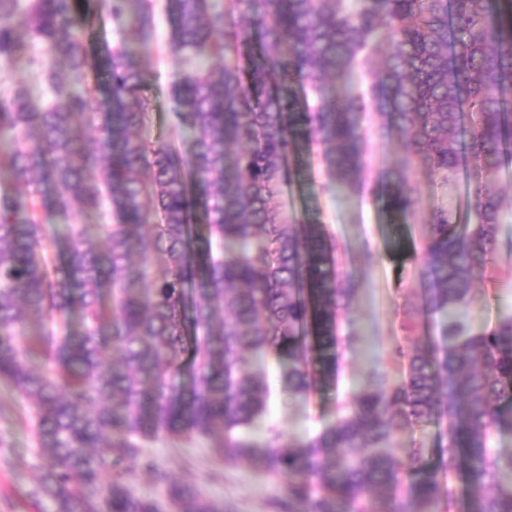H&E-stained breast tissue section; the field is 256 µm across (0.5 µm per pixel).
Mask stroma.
<instances>
[{
    "instance_id": "1",
    "label": "stroma",
    "mask_w": 512,
    "mask_h": 512,
    "mask_svg": "<svg viewBox=\"0 0 512 512\" xmlns=\"http://www.w3.org/2000/svg\"><path fill=\"white\" fill-rule=\"evenodd\" d=\"M154 3L155 23L132 49L144 88L154 101L153 132L164 136L172 126L171 87L183 66L169 49V0ZM386 123V115L374 111L366 113L362 122L366 168L361 188L326 191L329 178L320 150L314 146L282 193L284 211L326 225L341 246L340 269L357 283L355 298L342 316L343 332L354 342L343 356L337 386L321 387L304 401L288 396L282 365L275 356H266L261 367L271 388L270 408L261 428L253 432L255 439H263L270 425L301 439L315 435L335 421L341 401L364 384L371 368L380 367L388 383L400 382L399 366L387 357L394 343L423 344L429 339L430 333L424 328L414 335H403L399 329L401 310L421 301L419 272L431 209L445 205L455 223H472L471 177L469 170H462L453 185L442 190L425 169H412L409 186L417 206L405 223H391L381 186L389 173L403 167L405 153L399 135L381 136ZM510 313L512 257L503 255L474 281L467 315L473 330L482 331L493 329ZM0 436L7 441L6 447L0 448V512H46L31 495L38 472L29 462L37 448L26 411L15 391L2 381ZM146 452L175 477L191 472L201 475V492L227 501L235 512H272L271 500L281 488L279 479L258 466L217 459L203 439L160 438L150 442Z\"/></svg>"
}]
</instances>
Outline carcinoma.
Here are the masks:
<instances>
[{
  "mask_svg": "<svg viewBox=\"0 0 512 512\" xmlns=\"http://www.w3.org/2000/svg\"><path fill=\"white\" fill-rule=\"evenodd\" d=\"M502 2L505 13L489 0H171L170 50L195 62L171 89L175 143L148 136L152 100L130 51L153 25L151 0H101L121 41L97 52L80 0H0V65L28 58L43 89L18 81L0 95V174L23 185L0 197V379L32 423V496L54 512H234L196 475L174 482L142 460L145 440L203 438L224 462L285 481L276 512H378L381 492L390 512H458L460 475L469 512H512L501 479L512 455L491 446L512 432V315L481 333L460 320L512 212V197L489 189L512 162ZM379 55L355 89L356 68ZM371 109L405 151L386 189L392 220L417 204L411 167L446 188L470 157L473 224L430 213L423 305L405 308L402 326L427 318L434 336L393 347L402 381L376 369L318 434L270 428L257 441L270 389L256 364L269 352L287 362L288 395L307 399L336 378L356 293L325 225L280 209L288 160L318 143L332 187H356ZM47 210L64 220V262ZM85 212L105 219L98 243L75 222ZM429 424L443 425L446 447L429 458L420 445L402 463L397 436ZM136 466L161 497L132 491Z\"/></svg>",
  "mask_w": 512,
  "mask_h": 512,
  "instance_id": "1",
  "label": "carcinoma"
}]
</instances>
